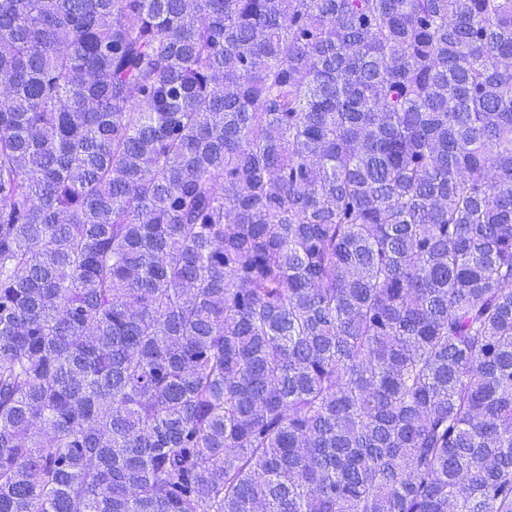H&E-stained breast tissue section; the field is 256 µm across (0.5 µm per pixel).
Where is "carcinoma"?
<instances>
[{
    "label": "carcinoma",
    "mask_w": 512,
    "mask_h": 512,
    "mask_svg": "<svg viewBox=\"0 0 512 512\" xmlns=\"http://www.w3.org/2000/svg\"><path fill=\"white\" fill-rule=\"evenodd\" d=\"M0 512H512V0H0Z\"/></svg>",
    "instance_id": "1"
}]
</instances>
